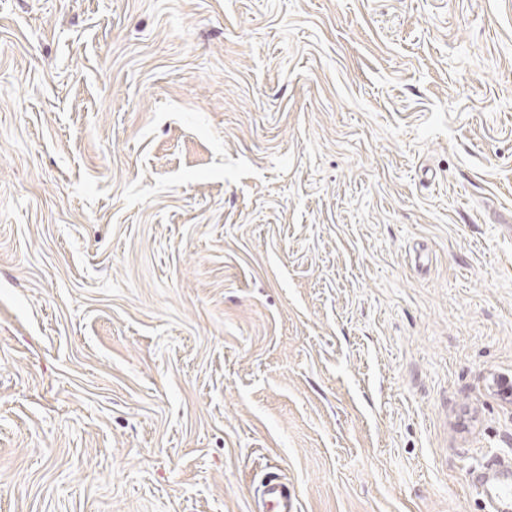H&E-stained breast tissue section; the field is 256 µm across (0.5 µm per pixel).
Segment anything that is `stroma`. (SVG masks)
<instances>
[{
	"instance_id": "obj_1",
	"label": "stroma",
	"mask_w": 512,
	"mask_h": 512,
	"mask_svg": "<svg viewBox=\"0 0 512 512\" xmlns=\"http://www.w3.org/2000/svg\"><path fill=\"white\" fill-rule=\"evenodd\" d=\"M510 374L512 0H0V512H486ZM265 506L270 512H294L295 497L279 477L267 479L263 485Z\"/></svg>"
}]
</instances>
